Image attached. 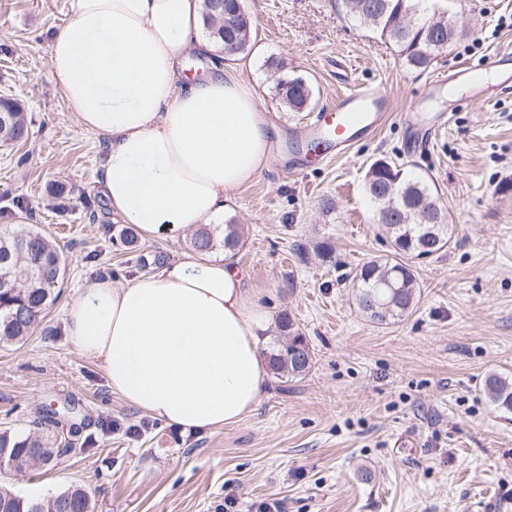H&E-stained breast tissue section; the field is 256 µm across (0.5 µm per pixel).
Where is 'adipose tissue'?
<instances>
[{
  "instance_id": "ef3b65f1",
  "label": "adipose tissue",
  "mask_w": 512,
  "mask_h": 512,
  "mask_svg": "<svg viewBox=\"0 0 512 512\" xmlns=\"http://www.w3.org/2000/svg\"><path fill=\"white\" fill-rule=\"evenodd\" d=\"M70 24L49 72L77 124L102 139V194L122 223L154 238L220 224L228 200L271 159L254 89L223 63L190 72L202 0H67ZM232 249L95 281L66 310L70 341L112 393L153 419L204 431L241 422L269 380L267 314L243 288Z\"/></svg>"
}]
</instances>
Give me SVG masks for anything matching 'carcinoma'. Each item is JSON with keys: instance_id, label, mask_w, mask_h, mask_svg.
Instances as JSON below:
<instances>
[{"instance_id": "cac0c4a2", "label": "carcinoma", "mask_w": 512, "mask_h": 512, "mask_svg": "<svg viewBox=\"0 0 512 512\" xmlns=\"http://www.w3.org/2000/svg\"><path fill=\"white\" fill-rule=\"evenodd\" d=\"M346 12L369 26L389 42L402 62L416 70H426L448 43L459 34L454 17L438 6L437 0H342ZM213 0H203V22L218 49H224L223 26ZM234 56L251 51V27L242 26L235 34ZM277 95L285 108L300 112L313 99L311 86L301 78L282 79ZM31 129L20 105L0 99V143L20 144L29 139ZM384 171L368 168L365 192L375 207L377 223L390 238V252L384 258L365 262L353 278V294L358 310L377 325H389L414 307L419 284L412 259L428 258L447 252L453 243L452 225L445 223L438 210L433 222L424 221L418 204L421 198L438 199L430 182L410 178L395 163ZM397 198V208L389 206ZM193 252L206 255L217 247L208 231L196 232L190 240ZM13 273V285H0V347L16 345L30 336L52 305L66 272V260L57 246L36 230L0 233V270ZM279 336L268 359L273 373L293 381L311 371L315 353L293 320L285 315L278 322ZM485 393L493 406L512 413V382L496 374L485 380ZM0 448L13 450L20 465L29 458V449L40 448L45 463L62 456L57 440L50 436L49 417L34 422L32 432L23 436L9 428L0 430ZM0 512H94L87 491L69 487L44 498L22 497L0 485Z\"/></svg>"}]
</instances>
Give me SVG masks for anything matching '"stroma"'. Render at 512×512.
Returning a JSON list of instances; mask_svg holds the SVG:
<instances>
[{"mask_svg":"<svg viewBox=\"0 0 512 512\" xmlns=\"http://www.w3.org/2000/svg\"><path fill=\"white\" fill-rule=\"evenodd\" d=\"M253 23L242 77L274 127L273 159L236 192L225 220L241 224L237 262L272 321L289 315L315 351L301 380L271 378L241 423L185 431L112 394L68 340L65 310L96 279L127 283L142 260L187 258L190 232L144 239L129 252L99 192L98 139L68 110L48 67L67 27L65 0H0V95L18 99L29 140L0 147V230L35 229L68 260L60 297L26 341L0 348V428L28 433L47 409L75 411L53 428L74 450L0 483L26 498L85 488L95 512H242L276 499L284 512H512V413L481 390L512 379V93L494 83L429 96L459 65L512 51V0H448L459 36L426 70L348 18L341 0H245ZM313 87L309 110L282 106L279 79ZM359 84L387 97L379 131L334 160L308 162L296 142L311 114ZM386 158L433 181L456 227L447 253L416 261L420 295L399 322L376 325L351 299L359 264L389 243L365 195L369 165ZM72 188L64 204L51 184ZM336 207L324 210V199ZM327 242L333 252L314 251Z\"/></svg>","mask_w":512,"mask_h":512,"instance_id":"35a3bbf8","label":"stroma"}]
</instances>
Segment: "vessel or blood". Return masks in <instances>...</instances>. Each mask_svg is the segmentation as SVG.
<instances>
[{
    "label": "vessel or blood",
    "mask_w": 512,
    "mask_h": 512,
    "mask_svg": "<svg viewBox=\"0 0 512 512\" xmlns=\"http://www.w3.org/2000/svg\"><path fill=\"white\" fill-rule=\"evenodd\" d=\"M512 66V53L495 56L486 67L462 66L458 75L472 79H483L485 72H500ZM389 100L372 90L364 89L344 94L331 109L316 113L309 125L308 133L317 156L333 159L335 153L350 146L360 137L374 133L387 117Z\"/></svg>",
    "instance_id": "1"
}]
</instances>
